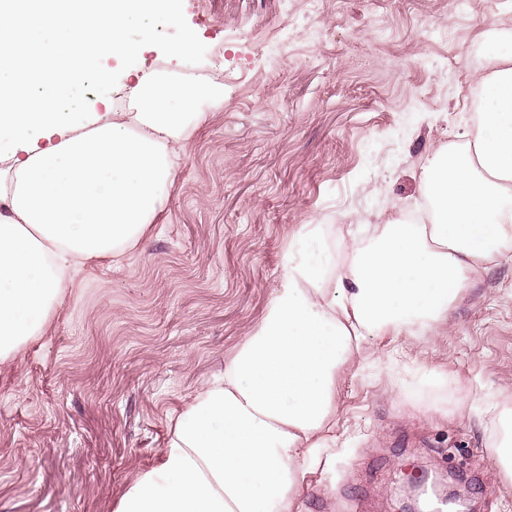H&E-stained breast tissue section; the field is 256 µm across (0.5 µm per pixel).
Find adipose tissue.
I'll return each mask as SVG.
<instances>
[{
    "label": "adipose tissue",
    "instance_id": "adipose-tissue-1",
    "mask_svg": "<svg viewBox=\"0 0 512 512\" xmlns=\"http://www.w3.org/2000/svg\"><path fill=\"white\" fill-rule=\"evenodd\" d=\"M177 0H0V363L47 325L88 262L121 258L149 232L182 148L220 94L132 72L131 112H64L107 59L141 56L129 27ZM490 101L420 173L426 223L380 217L338 258L301 225L261 323L176 416L158 467L116 512H293L301 464L336 420V374L376 336L429 341L470 278L512 262V62L488 58Z\"/></svg>",
    "mask_w": 512,
    "mask_h": 512
}]
</instances>
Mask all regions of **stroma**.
Listing matches in <instances>:
<instances>
[{
  "label": "stroma",
  "mask_w": 512,
  "mask_h": 512,
  "mask_svg": "<svg viewBox=\"0 0 512 512\" xmlns=\"http://www.w3.org/2000/svg\"><path fill=\"white\" fill-rule=\"evenodd\" d=\"M128 34L147 51L79 111L129 93L138 66L221 82L224 98L201 101L149 234L79 271L0 365V512H115L260 324L299 226L341 251L355 225L419 205L425 160L491 94L485 60L512 58V0H178ZM337 409L299 512H401L415 467L464 477L462 512H512L491 449L512 412V263L473 276L431 342L363 343Z\"/></svg>",
  "instance_id": "1"
}]
</instances>
